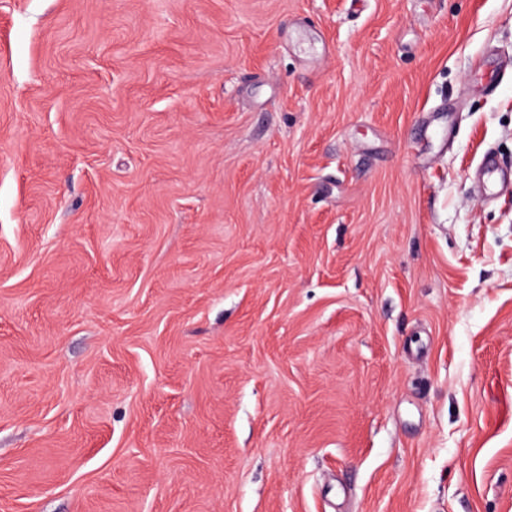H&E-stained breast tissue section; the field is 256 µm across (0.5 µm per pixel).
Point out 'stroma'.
<instances>
[{"label":"stroma","instance_id":"1","mask_svg":"<svg viewBox=\"0 0 512 512\" xmlns=\"http://www.w3.org/2000/svg\"><path fill=\"white\" fill-rule=\"evenodd\" d=\"M512 0H0V512H512Z\"/></svg>","mask_w":512,"mask_h":512}]
</instances>
